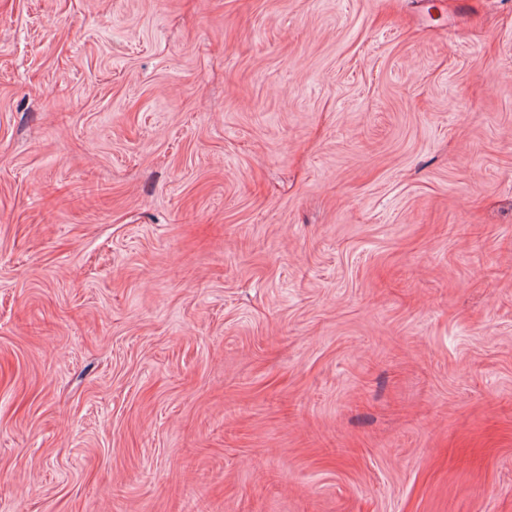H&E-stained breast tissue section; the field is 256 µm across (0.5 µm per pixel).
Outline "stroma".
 Returning <instances> with one entry per match:
<instances>
[{"mask_svg": "<svg viewBox=\"0 0 512 512\" xmlns=\"http://www.w3.org/2000/svg\"><path fill=\"white\" fill-rule=\"evenodd\" d=\"M0 0V512H512V0Z\"/></svg>", "mask_w": 512, "mask_h": 512, "instance_id": "35a3bbf8", "label": "stroma"}]
</instances>
